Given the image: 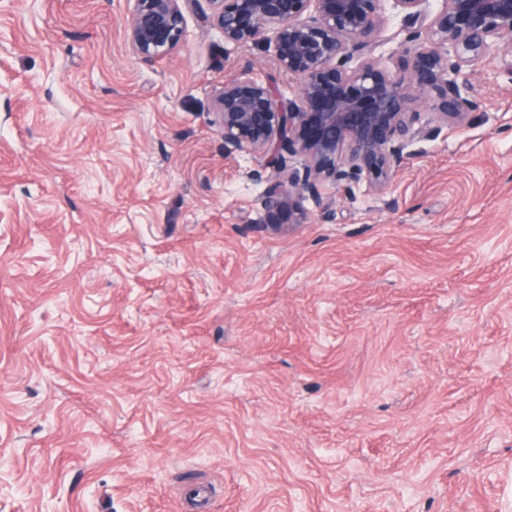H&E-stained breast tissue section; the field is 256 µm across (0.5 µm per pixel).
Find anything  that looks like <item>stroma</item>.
I'll return each mask as SVG.
<instances>
[{"instance_id": "obj_1", "label": "stroma", "mask_w": 512, "mask_h": 512, "mask_svg": "<svg viewBox=\"0 0 512 512\" xmlns=\"http://www.w3.org/2000/svg\"><path fill=\"white\" fill-rule=\"evenodd\" d=\"M0 0V512H512V55L331 218L261 224L206 0ZM192 0H133L129 42L133 53L155 61L176 51L187 36L184 6Z\"/></svg>"}]
</instances>
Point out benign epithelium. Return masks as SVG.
<instances>
[{"label": "benign epithelium", "mask_w": 512, "mask_h": 512, "mask_svg": "<svg viewBox=\"0 0 512 512\" xmlns=\"http://www.w3.org/2000/svg\"><path fill=\"white\" fill-rule=\"evenodd\" d=\"M191 0H133L129 42L133 53L155 61L176 51L187 36ZM382 0H208L211 26L224 44L261 47L274 33L280 70L297 79L287 98L278 85L249 67L213 90L211 106L224 134V153L266 158L258 224L301 221L310 201L326 215L332 203L321 183L358 180L383 186L404 150L434 129L418 125V104L439 119L464 123L480 107L465 68L512 53V0H391L406 37L387 55H372L388 18ZM300 156L304 172L289 174Z\"/></svg>", "instance_id": "obj_1"}]
</instances>
